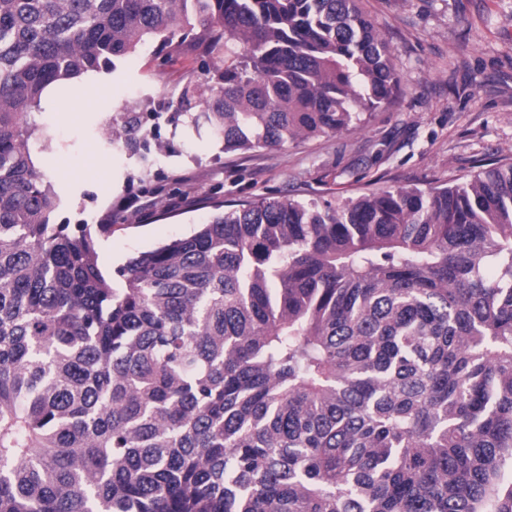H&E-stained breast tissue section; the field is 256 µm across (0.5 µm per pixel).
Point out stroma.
<instances>
[{
  "instance_id": "stroma-1",
  "label": "stroma",
  "mask_w": 512,
  "mask_h": 512,
  "mask_svg": "<svg viewBox=\"0 0 512 512\" xmlns=\"http://www.w3.org/2000/svg\"><path fill=\"white\" fill-rule=\"evenodd\" d=\"M387 39L400 77L390 102L361 130L279 148L225 151L208 128L168 123L188 81H203L191 49L176 56L148 42L117 62L104 85L84 88L76 112H41L51 142L38 167L55 182L57 224L110 219L104 272L186 236L214 213L258 197L302 202L468 181L512 158V0H357ZM162 112L147 119L161 149L111 148L105 123L127 98Z\"/></svg>"
}]
</instances>
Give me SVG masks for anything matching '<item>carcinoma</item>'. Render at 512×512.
Segmentation results:
<instances>
[{
	"label": "carcinoma",
	"instance_id": "1",
	"mask_svg": "<svg viewBox=\"0 0 512 512\" xmlns=\"http://www.w3.org/2000/svg\"><path fill=\"white\" fill-rule=\"evenodd\" d=\"M191 37L224 151L360 128L399 84L355 0H0V512H512V162L270 197L98 265L32 159L50 84ZM203 111L196 112V109ZM115 149L145 139L135 108Z\"/></svg>",
	"mask_w": 512,
	"mask_h": 512
}]
</instances>
